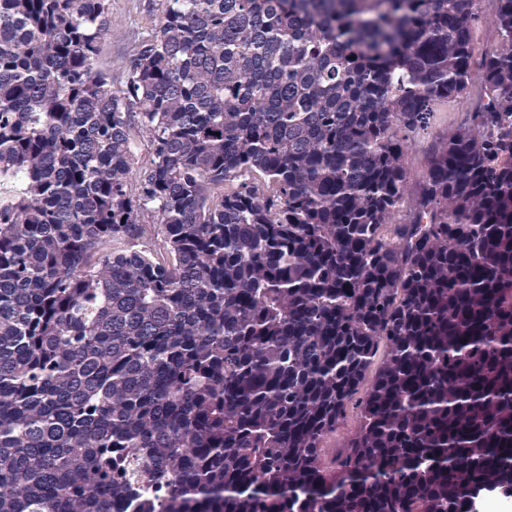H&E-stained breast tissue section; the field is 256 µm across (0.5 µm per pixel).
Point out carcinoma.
<instances>
[{
    "label": "carcinoma",
    "instance_id": "obj_1",
    "mask_svg": "<svg viewBox=\"0 0 512 512\" xmlns=\"http://www.w3.org/2000/svg\"><path fill=\"white\" fill-rule=\"evenodd\" d=\"M494 2L476 61L479 0H159L116 87L108 0H0V512L512 493V0ZM457 98L465 122L435 132ZM478 20L474 22V56L479 59L481 55L491 50L497 44L495 29L492 23V14L488 0H480ZM482 2H486L485 4ZM358 412L350 408L346 418L338 425L336 430L325 437L322 443V458L329 463L336 448H342L358 427Z\"/></svg>",
    "mask_w": 512,
    "mask_h": 512
}]
</instances>
